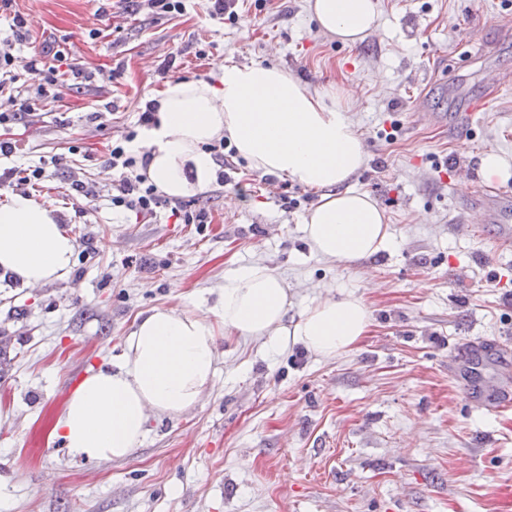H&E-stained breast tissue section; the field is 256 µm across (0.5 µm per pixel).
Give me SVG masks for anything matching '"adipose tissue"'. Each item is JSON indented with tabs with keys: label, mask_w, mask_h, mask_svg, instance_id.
I'll list each match as a JSON object with an SVG mask.
<instances>
[{
	"label": "adipose tissue",
	"mask_w": 512,
	"mask_h": 512,
	"mask_svg": "<svg viewBox=\"0 0 512 512\" xmlns=\"http://www.w3.org/2000/svg\"><path fill=\"white\" fill-rule=\"evenodd\" d=\"M320 28L345 44L360 42L377 24L376 0H313ZM219 86L194 80L159 91L157 123L144 137V173L163 193L188 191L186 166L198 179L215 172L205 146L225 139L250 169L319 191L304 218L311 251L357 264L384 250L392 234L371 195L347 183L367 162L365 145L335 94L309 90L290 72L259 64L221 65ZM76 241L50 209L28 195L0 208V271L25 287L68 279ZM287 281L262 264L224 276L211 316L195 308L155 307L140 315L118 362L88 372L69 393L51 436L74 456L115 460L140 448L151 419L196 408L218 371L217 335L260 343L276 356L293 348L325 360L358 343L370 311L352 287L313 298L296 319Z\"/></svg>",
	"instance_id": "ef3b65f1"
}]
</instances>
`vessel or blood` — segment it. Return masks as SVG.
Instances as JSON below:
<instances>
[{
	"instance_id": "b4317fda",
	"label": "vessel or blood",
	"mask_w": 512,
	"mask_h": 512,
	"mask_svg": "<svg viewBox=\"0 0 512 512\" xmlns=\"http://www.w3.org/2000/svg\"><path fill=\"white\" fill-rule=\"evenodd\" d=\"M471 230L479 236H489L494 250L512 249V194L504 191L489 193L471 199L465 206ZM467 356L477 363H489L493 378L478 381L456 373L463 397L488 410L512 406V344L500 340L470 342Z\"/></svg>"
}]
</instances>
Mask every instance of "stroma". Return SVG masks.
Segmentation results:
<instances>
[{"mask_svg": "<svg viewBox=\"0 0 512 512\" xmlns=\"http://www.w3.org/2000/svg\"><path fill=\"white\" fill-rule=\"evenodd\" d=\"M377 2L376 28L354 45L322 32L309 0H233L235 23L211 17L210 0H185L172 16L133 13L124 0H14L0 12V41L18 59L51 44L93 74L65 73L41 114L0 127L16 146L0 155V204L14 192L5 171L48 163L33 198L77 242L67 281L0 278V512H512V408L467 402L448 373L469 340L512 339V254L491 257L463 214L473 196L512 189V177L481 171L488 152L512 163V91L472 119L455 106L488 95L485 68L512 76L507 5ZM17 13L29 39L15 38ZM229 59L336 92L368 153L351 185L385 210L387 250L358 265L311 254L302 224L318 192L236 156L225 184L182 198L205 223H181L166 205L150 218L113 207V136L167 82L216 83ZM421 95L440 121L418 115ZM458 158L468 177L454 174ZM77 180L94 198L76 195ZM255 262L286 279L298 309L355 287L371 310L368 334L333 360L220 342L200 406L150 422L126 459L86 461L49 441L68 394L120 358L137 314L208 311L225 273Z\"/></svg>", "mask_w": 512, "mask_h": 512, "instance_id": "obj_1", "label": "stroma"}]
</instances>
